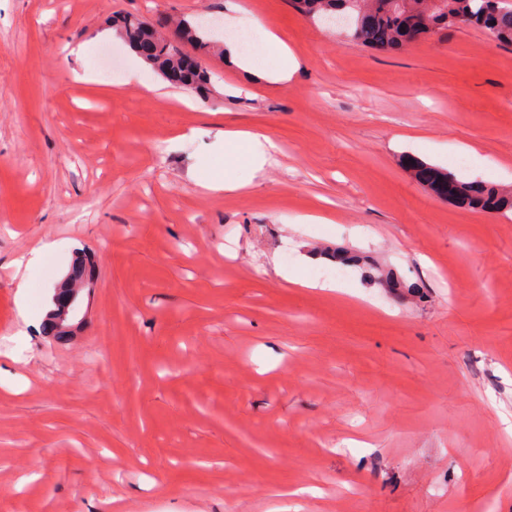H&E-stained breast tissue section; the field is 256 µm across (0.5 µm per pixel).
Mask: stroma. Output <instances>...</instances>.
Wrapping results in <instances>:
<instances>
[{"label":"stroma","mask_w":512,"mask_h":512,"mask_svg":"<svg viewBox=\"0 0 512 512\" xmlns=\"http://www.w3.org/2000/svg\"><path fill=\"white\" fill-rule=\"evenodd\" d=\"M115 15L220 17L208 92L125 82ZM239 28L260 68L288 44V86L228 62ZM230 129L280 151L227 165ZM452 154L512 188V47L481 29L377 52L290 0H0V512H512V211L416 179ZM82 253L77 332H27Z\"/></svg>","instance_id":"stroma-1"}]
</instances>
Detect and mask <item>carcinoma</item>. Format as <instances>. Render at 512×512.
Listing matches in <instances>:
<instances>
[{
  "label": "carcinoma",
  "instance_id": "obj_1",
  "mask_svg": "<svg viewBox=\"0 0 512 512\" xmlns=\"http://www.w3.org/2000/svg\"><path fill=\"white\" fill-rule=\"evenodd\" d=\"M296 8L313 19H327L341 11L350 13L352 24L345 28L351 41L371 49L396 51L425 40L440 31L477 26L499 45H512V7L493 9L491 0H294ZM116 26L130 48L161 73L180 70L182 84L204 90L211 84L205 68H184L179 44L201 52L208 48L198 27L178 25L177 40L139 18L120 17ZM415 176L437 193L450 173L417 162ZM454 201L471 209L499 211L512 209V194L475 181H459Z\"/></svg>",
  "mask_w": 512,
  "mask_h": 512
}]
</instances>
